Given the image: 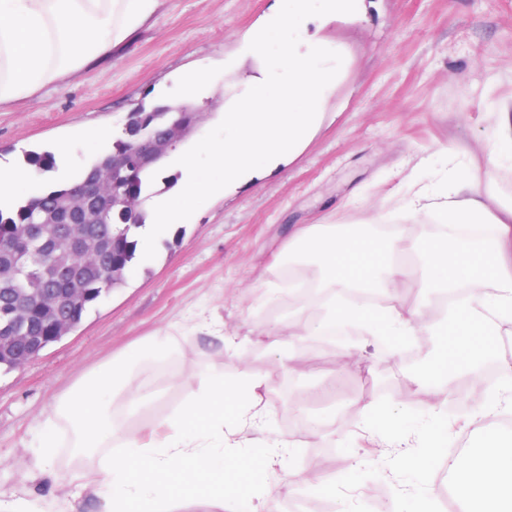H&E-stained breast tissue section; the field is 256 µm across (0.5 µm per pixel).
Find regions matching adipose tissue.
Returning <instances> with one entry per match:
<instances>
[{
  "mask_svg": "<svg viewBox=\"0 0 512 512\" xmlns=\"http://www.w3.org/2000/svg\"><path fill=\"white\" fill-rule=\"evenodd\" d=\"M166 4L0 0V107L58 88L104 64L151 29ZM38 186L32 169L0 163V208L14 205L23 188L38 196ZM495 195L494 185L481 188L464 179L455 191L429 185L405 202L410 214L452 227L491 225L488 239L467 246L459 245L453 230L407 245L397 236L376 237L363 225L297 227L288 252L319 267L327 300L310 321L269 326L264 332L268 349L292 351L345 319L359 322L373 337L385 332L406 341L423 332L438 339L427 375L441 381L442 393H449L455 378L476 374L488 358L500 357L503 338L512 339V199L489 206ZM408 280L421 290L419 305L367 309L345 299L352 289L374 288L392 296ZM441 299L448 302V311L442 319L426 320V309ZM169 353L168 338L151 340L71 386L39 428L37 462L49 465L64 444L75 457L97 459L94 476L76 471L69 482L76 491L91 492L101 512H181L192 503L205 505L206 512H259L255 507L243 510L244 491L228 482L225 469L245 452L236 433H261L271 422L257 401L263 382L259 370H241L230 381L220 371L203 374L197 391L162 419L161 436L145 440L132 432L113 446L115 399L135 414L156 398L147 389L126 396L129 367L145 359L164 362ZM503 369L501 384L470 412L478 448L449 466L457 477L453 492L462 512H512V432L491 427L512 409V364Z\"/></svg>",
  "mask_w": 512,
  "mask_h": 512,
  "instance_id": "1",
  "label": "adipose tissue"
}]
</instances>
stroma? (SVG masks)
Wrapping results in <instances>:
<instances>
[{
	"label": "stroma",
	"mask_w": 512,
	"mask_h": 512,
	"mask_svg": "<svg viewBox=\"0 0 512 512\" xmlns=\"http://www.w3.org/2000/svg\"><path fill=\"white\" fill-rule=\"evenodd\" d=\"M273 0H168L150 31L113 57L105 70L25 101L0 108V161L19 163L29 150L50 151L68 143L69 171L101 158L81 139L91 125L124 135L127 116L154 105L158 87L174 89L181 69L220 67V74L192 101L206 116L192 133L199 141L219 124L222 106L240 94L252 62L223 70L244 36L268 13ZM357 21L320 24L317 35L348 55L349 66L324 119L295 161L281 171L212 196L172 235L162 238L153 259L135 257L123 287L94 302L78 328L50 344L21 369H0V491L38 499L54 512H98L92 495L74 499L70 471L92 473L91 460L61 448L54 463L38 471L32 445L54 401L73 383L149 336L171 338L175 349L156 386L162 399L136 416L116 409L120 431L150 436L160 418L198 388L202 372L227 377L257 367L264 381L257 395L271 413L264 441L292 440L289 408L307 395V409L324 420L320 436L300 442L290 483L271 496L272 512L289 501L337 502L350 494L355 512H374L377 494L407 491L427 512H448L444 457L410 448L392 466L360 465L366 440L339 422L343 407L388 408L399 428L424 425L430 397L396 399L411 371L396 349L397 363L369 356L365 339L341 345L315 341L294 357L270 353L263 331L285 318H303L310 299L282 294L293 269L288 236L297 224L371 223L386 236L421 234V217L405 214L409 178L429 182L448 170L447 150L458 151L467 176L494 181L512 196V170L493 165L488 134L499 102L512 104V0H366ZM500 81L483 94L489 76ZM224 323L223 337L206 329ZM322 457L320 484L311 470Z\"/></svg>",
	"instance_id": "35a3bbf8"
}]
</instances>
